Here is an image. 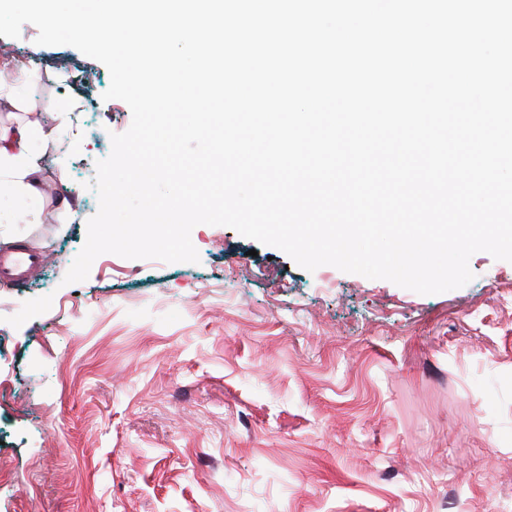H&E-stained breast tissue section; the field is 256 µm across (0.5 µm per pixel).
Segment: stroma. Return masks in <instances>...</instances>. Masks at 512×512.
Segmentation results:
<instances>
[{
  "instance_id": "obj_1",
  "label": "stroma",
  "mask_w": 512,
  "mask_h": 512,
  "mask_svg": "<svg viewBox=\"0 0 512 512\" xmlns=\"http://www.w3.org/2000/svg\"><path fill=\"white\" fill-rule=\"evenodd\" d=\"M37 35L11 44L86 103L49 179L81 201L16 226L48 260L0 281V512H512V262L421 295L200 224L199 263L105 253L64 283L132 114Z\"/></svg>"
}]
</instances>
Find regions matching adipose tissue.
<instances>
[{"instance_id":"1","label":"adipose tissue","mask_w":512,"mask_h":512,"mask_svg":"<svg viewBox=\"0 0 512 512\" xmlns=\"http://www.w3.org/2000/svg\"><path fill=\"white\" fill-rule=\"evenodd\" d=\"M40 81L31 60L0 57V230L42 223L49 147L57 149V178L67 176L60 146L82 105L75 98L38 97Z\"/></svg>"}]
</instances>
